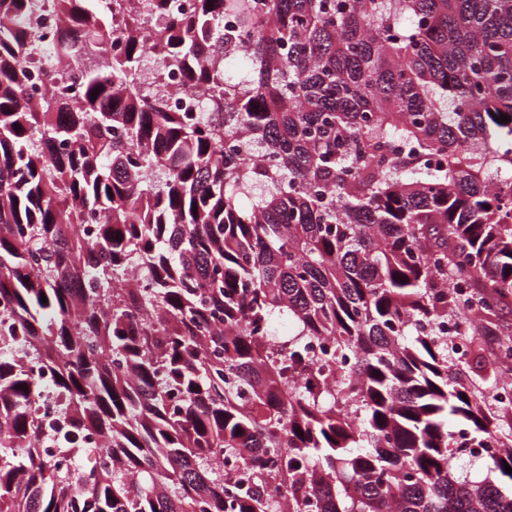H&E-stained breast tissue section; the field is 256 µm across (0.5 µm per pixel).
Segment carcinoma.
Here are the masks:
<instances>
[{"instance_id":"obj_1","label":"carcinoma","mask_w":512,"mask_h":512,"mask_svg":"<svg viewBox=\"0 0 512 512\" xmlns=\"http://www.w3.org/2000/svg\"><path fill=\"white\" fill-rule=\"evenodd\" d=\"M49 61L75 98L34 107ZM511 141L512 0H0V512H512V427L423 328L480 358L512 303ZM46 371L90 480L34 451ZM166 98L168 99L169 105L176 110L187 111L193 109L196 112V107L199 101V97L194 92H191L184 88V83L181 77L177 75H169L164 80ZM453 469L458 475H468L472 480H481L486 476H492L487 469L486 460H478L470 456L455 458Z\"/></svg>"}]
</instances>
